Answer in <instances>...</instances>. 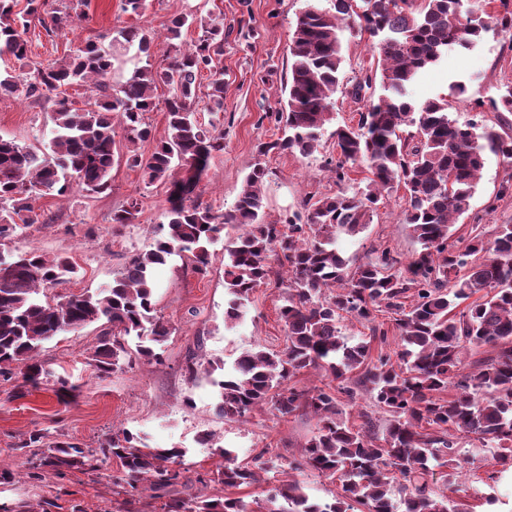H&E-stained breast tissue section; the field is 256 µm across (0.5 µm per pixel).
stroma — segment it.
<instances>
[{"mask_svg":"<svg viewBox=\"0 0 512 512\" xmlns=\"http://www.w3.org/2000/svg\"><path fill=\"white\" fill-rule=\"evenodd\" d=\"M304 6L305 0H146L143 12L135 15L123 11L121 0H82L71 30L50 36L39 23H32L27 60L2 57L0 70L27 71L55 64L86 42L102 41L116 27L134 25L162 37L170 19L180 13L194 10L223 18L224 53L214 58L212 66L224 74V109L209 111L205 84L197 92L194 107L205 129L223 133L224 150L215 155L203 176L198 200L213 213L222 214L233 205L246 176L259 162L269 170L263 221L280 224L303 198L338 192L336 179L325 165L333 152L331 134L337 126L357 123L365 106L349 92L357 77L377 67L368 37L343 29L340 86L334 96L333 118L321 132L319 152L307 158L278 152L259 156L258 144L279 135L266 114L286 98L282 79L290 58V36ZM459 84L465 86L464 94H457ZM507 85H512V38L492 28L474 47L450 52L426 70L412 87L411 97L417 101L446 99L449 112L464 121L472 116L471 102L497 95ZM51 115L50 99L36 103L20 93H0L2 137L42 147L50 137ZM115 140L110 193L90 196L75 189L64 195L45 194L33 204L37 223L6 244L10 250L35 248L47 256H66L76 262L77 275L50 288L48 297L107 287L133 254L151 249L162 235L168 185L149 181L139 169L130 167L126 158L134 146L120 134ZM152 143L134 148L147 154ZM505 173L501 159L486 153L470 208L456 224L458 234H468L475 224L490 228L512 224V196L495 198ZM133 200L140 207L137 222L113 223V212ZM402 209L401 192H393L362 232L344 240L345 256L361 259L372 249L387 246L400 260H409L420 245ZM234 235V230H226L210 246L206 273L195 270L183 255L171 257L158 270L155 313L171 329L160 361L135 358L110 374L99 375L90 359L100 332L94 323L57 333L40 352L46 368L78 385L76 400L61 402L50 387L30 388L17 375L8 381L0 379V462L13 473L11 482L0 483V499L30 512H162L164 501L153 491L117 489L115 482L122 472L114 462L68 470L61 476L48 471L39 480L29 477L32 456L23 444L31 433L39 431L53 440L94 448L122 428L138 434L152 448L186 449L181 480L188 499L229 495L261 503L272 487L288 480L301 482L311 500L338 497V478L288 468L289 460L299 455L315 432L316 421L310 415L282 417L263 407L246 421L227 422L215 412L211 363L229 365L244 351L280 350L286 344L280 318L284 291L272 283L256 288L241 322L232 327L224 324V247ZM191 355L200 362L193 375L186 371ZM205 433L214 435L215 444L202 442ZM217 444L235 449L241 461L261 456L273 465L251 486L225 488L211 480L218 461L213 450ZM463 452L467 464L459 481L464 490L456 499L464 512H512V472L504 473L495 484L486 482L497 468L496 449L472 437L465 440Z\"/></svg>","mask_w":512,"mask_h":512,"instance_id":"stroma-1","label":"stroma"}]
</instances>
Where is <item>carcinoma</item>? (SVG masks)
I'll list each match as a JSON object with an SVG mask.
<instances>
[{
	"label": "carcinoma",
	"instance_id": "1",
	"mask_svg": "<svg viewBox=\"0 0 512 512\" xmlns=\"http://www.w3.org/2000/svg\"><path fill=\"white\" fill-rule=\"evenodd\" d=\"M306 0L297 17L290 44L285 90L287 106L269 113L283 135L257 146L309 157L320 147L319 134L332 120L344 61L341 25L352 24L371 38L378 55L382 93L369 97L357 125L333 132L336 157L326 160L336 183L349 179L359 162L367 164L365 186L317 200L309 196L282 224L260 222L268 171L256 163L231 208L213 214L196 201V190L213 154L224 150L223 136L210 135L195 118L197 81L210 71L212 112L224 111V74L211 71L213 57L224 53V22L213 17L179 14L170 20L166 41L182 29L202 31L192 49L176 50L168 66L156 68L151 59L160 49L140 27L113 29L112 44L134 51L142 62L114 86L110 74L114 56L88 42L77 53L47 69L36 68L19 78L0 75V91L18 90L35 102L43 91L86 85L91 101L73 108L65 97L52 113L51 137L38 152L12 139L0 138V242L12 240L19 223L33 212L32 201L48 192L59 195L77 187L88 194L112 191L115 128L120 116L127 140L153 139L145 114L156 107L160 86L174 94L165 100L168 137L149 154L133 153L130 164L151 181L169 182L168 223L153 248L134 254L112 285L95 293L68 296L56 303L42 299L49 285L78 273L68 257L47 258L36 249L0 251V376L19 374L25 384L49 385L59 398L77 387L52 374L38 359L43 344L58 332L100 324L91 361L108 373L127 357L161 358L159 349L170 336L168 325L154 314V272L173 255L191 254L195 269L209 265L208 245L226 228L241 233L224 248V321L243 317L255 288L271 272V261L286 268L288 286L280 316L285 323L284 349L249 350L222 371L216 413L229 422H243L255 409L271 405L281 416L300 411L317 419V431L291 469L310 468L339 476L342 493L332 502H313L296 481L273 487L264 512H457V504L437 495L429 477L448 469V488L462 491L463 469L459 438L474 435L502 452L499 470L512 469V224H498L488 233L471 226L467 237L452 227L468 211L492 151L512 168V137L488 124L484 112H512V87L498 96L474 103L473 118L461 122L448 112L444 99L416 103L409 88L421 70L439 63L448 52L468 49L495 21L512 37V0H499L503 11L488 12L493 0H332L333 9ZM14 0H0V57L26 59L30 21L13 11ZM31 13L46 32L72 29L70 13L47 9V0ZM404 189V221L412 225L420 244L402 264L389 249L372 250L358 261L345 258L337 247L343 236H354L371 220L379 202ZM140 213L132 201L113 212L112 223L133 224ZM392 318L400 350L398 363L388 355H372L371 341L383 344L387 331L374 325L378 314ZM352 318L370 325V339L354 341L342 332ZM489 346L495 356L465 371V356ZM317 370L336 382L297 389L288 386L296 375ZM453 388L448 398L444 392ZM362 393L386 415L383 433L375 430L372 413H360L362 423L348 424L343 407L358 405ZM35 448L38 468L57 474L81 469L89 461L119 462L134 483L168 492L180 478L183 448H142L138 435L121 429L83 448L50 441L33 433L23 444ZM221 462L212 481L229 488L257 482L267 461L240 463L231 448L216 449ZM166 512H254L240 497L172 498Z\"/></svg>",
	"mask_w": 512,
	"mask_h": 512
}]
</instances>
